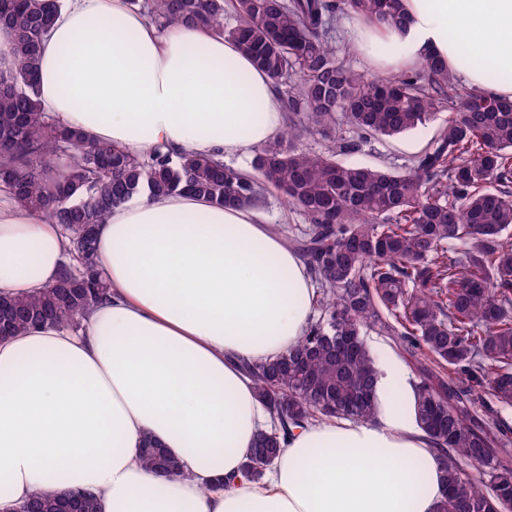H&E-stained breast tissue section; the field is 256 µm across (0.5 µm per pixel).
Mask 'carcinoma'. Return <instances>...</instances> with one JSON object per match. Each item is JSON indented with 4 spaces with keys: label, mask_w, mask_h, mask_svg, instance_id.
Returning <instances> with one entry per match:
<instances>
[{
    "label": "carcinoma",
    "mask_w": 512,
    "mask_h": 512,
    "mask_svg": "<svg viewBox=\"0 0 512 512\" xmlns=\"http://www.w3.org/2000/svg\"><path fill=\"white\" fill-rule=\"evenodd\" d=\"M402 0H132L155 23L213 27L236 41L276 83L289 114L243 173L182 151L131 157L88 142L41 110L38 50L59 0H0L11 33L0 67V182L61 226L72 250L58 280L28 296L0 294V335L56 325L77 330L111 297L99 268L97 229L112 209L148 190L188 192L252 207L274 189L308 221L291 239L319 289V316L274 361L244 364L274 421L242 474L261 478L289 429L312 422L376 418L377 368L364 341L375 330L420 350L412 411L445 472L436 512H512V102L465 87L428 57L415 73L367 76L336 53L337 16L400 25ZM448 121L401 171L344 165L368 136L393 137ZM336 131V150L303 146ZM457 241L463 251L448 249ZM149 472L182 473L178 460L145 438ZM474 467L479 477L467 474ZM29 512H98L88 492L38 490Z\"/></svg>",
    "instance_id": "1"
}]
</instances>
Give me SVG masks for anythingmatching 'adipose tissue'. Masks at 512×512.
<instances>
[{"label":"adipose tissue","instance_id":"adipose-tissue-1","mask_svg":"<svg viewBox=\"0 0 512 512\" xmlns=\"http://www.w3.org/2000/svg\"><path fill=\"white\" fill-rule=\"evenodd\" d=\"M402 5V25L352 29L371 68L409 72L431 55L512 100V0ZM40 54L43 112L135 157L243 155L282 131L270 76L235 41L159 28L129 0H60ZM68 247L60 225L0 183V293L54 284ZM97 256L112 294L82 331L0 340V512L41 488L93 493L98 512H434L441 461L389 366L374 423L293 429L272 470L241 478L270 414L240 364L295 345L317 295L303 258L255 212L144 191L99 225ZM147 437L183 475L145 470Z\"/></svg>","mask_w":512,"mask_h":512}]
</instances>
